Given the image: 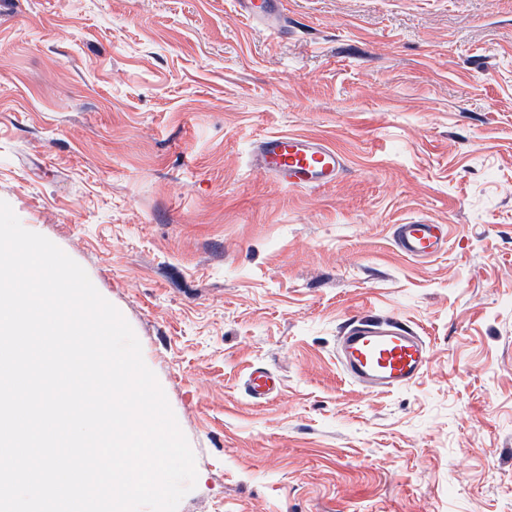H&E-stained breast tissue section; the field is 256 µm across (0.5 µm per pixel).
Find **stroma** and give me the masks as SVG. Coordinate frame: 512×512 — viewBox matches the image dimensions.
I'll return each instance as SVG.
<instances>
[{
    "mask_svg": "<svg viewBox=\"0 0 512 512\" xmlns=\"http://www.w3.org/2000/svg\"><path fill=\"white\" fill-rule=\"evenodd\" d=\"M0 0V200L87 272L194 452L178 512H512V0ZM335 184H279L273 133ZM449 227L421 262L393 227ZM427 341L412 386L336 362ZM264 368L269 396L245 383ZM275 0H238L243 15L268 31L279 30L275 16ZM255 156L273 179L291 187H326L346 171L345 158L335 148L301 134L265 136L257 142ZM336 360L354 382L393 392L421 378L430 364V350L409 324L364 316L338 337Z\"/></svg>",
    "mask_w": 512,
    "mask_h": 512,
    "instance_id": "1",
    "label": "stroma"
}]
</instances>
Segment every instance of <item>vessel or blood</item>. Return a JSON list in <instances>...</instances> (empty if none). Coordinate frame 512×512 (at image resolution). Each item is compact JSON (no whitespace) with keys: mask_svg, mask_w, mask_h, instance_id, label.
<instances>
[{"mask_svg":"<svg viewBox=\"0 0 512 512\" xmlns=\"http://www.w3.org/2000/svg\"><path fill=\"white\" fill-rule=\"evenodd\" d=\"M238 5L249 21L268 31L277 30L273 0H238ZM255 156L273 179L291 187H326L346 170L345 158L335 148L301 134L263 137L256 144ZM393 240L401 254L427 261L446 249L448 228L421 220L399 224ZM336 360L354 382L393 392L421 378L430 364V350L409 324L364 316L338 338Z\"/></svg>","mask_w":512,"mask_h":512,"instance_id":"vessel-or-blood-1","label":"vessel or blood"}]
</instances>
